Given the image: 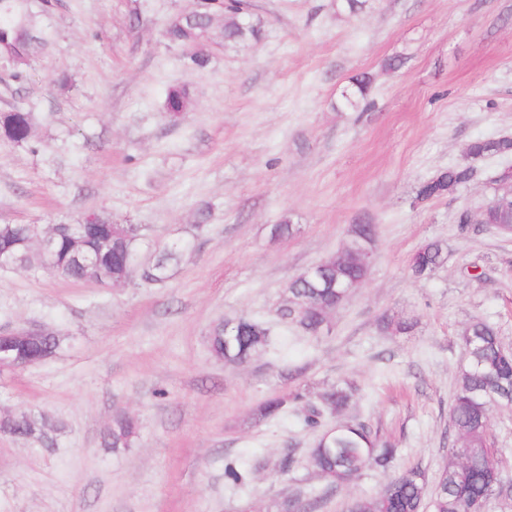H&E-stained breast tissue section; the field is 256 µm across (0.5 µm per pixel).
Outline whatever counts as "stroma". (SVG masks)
<instances>
[{"label":"stroma","mask_w":512,"mask_h":512,"mask_svg":"<svg viewBox=\"0 0 512 512\" xmlns=\"http://www.w3.org/2000/svg\"><path fill=\"white\" fill-rule=\"evenodd\" d=\"M13 2L36 44L23 68L0 60V115L23 109L32 130L22 144L0 137V224L96 216L142 227L138 264L174 243L183 253L159 284L0 269V328L63 338L52 358L0 371V414L41 415L48 437L0 434V512H277L286 496L345 512L386 474L327 490L307 464L316 431L292 414L252 418L272 393L344 380L359 388L347 418L435 489L455 438L462 330L486 320L512 349V235L458 222L512 170V156L468 154L476 139L512 136V0H250L254 32L240 42L215 9L203 67L165 36L201 0ZM364 75L366 101L345 108ZM468 163L473 182L417 202L421 183ZM285 220L289 235L274 236ZM354 224L376 225L374 262L331 334L282 322L290 280ZM431 240L443 266L411 277ZM386 315L417 325L391 334ZM241 316L269 328L270 347L242 366L216 361L211 327ZM119 414L138 435L115 452L102 437ZM488 439L512 482V408L492 409ZM228 455L247 486L225 483Z\"/></svg>","instance_id":"obj_1"}]
</instances>
